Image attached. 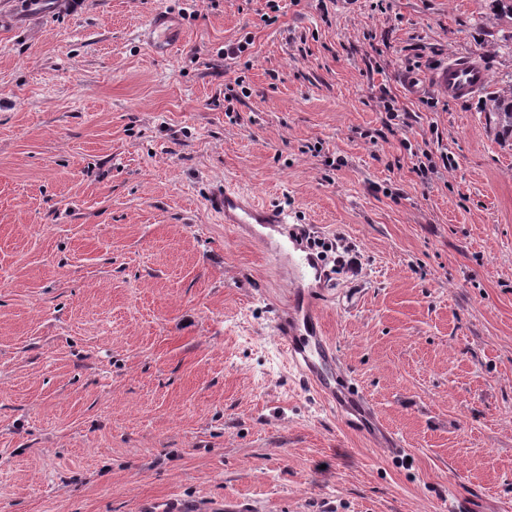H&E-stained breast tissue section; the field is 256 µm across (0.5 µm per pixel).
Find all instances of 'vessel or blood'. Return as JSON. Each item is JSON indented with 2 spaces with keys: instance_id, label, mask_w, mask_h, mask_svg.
Listing matches in <instances>:
<instances>
[{
  "instance_id": "obj_1",
  "label": "vessel or blood",
  "mask_w": 512,
  "mask_h": 512,
  "mask_svg": "<svg viewBox=\"0 0 512 512\" xmlns=\"http://www.w3.org/2000/svg\"><path fill=\"white\" fill-rule=\"evenodd\" d=\"M489 74L480 54L449 56L446 63L428 76L427 80L410 78L406 86L419 93L422 85H431L439 94L451 101L479 96L487 87ZM214 206L224 214L228 224H257L272 231L287 223L288 214L279 205L264 203L233 188L225 187L215 199ZM320 268L313 256L301 257L296 264L294 310L287 319L276 321L275 334L283 345L289 364L296 370L300 381L309 385L335 409L338 416L353 426H360L357 410L367 409L365 398L354 394L339 381L341 372L336 350L325 335L317 305L302 286L304 280L316 279Z\"/></svg>"
}]
</instances>
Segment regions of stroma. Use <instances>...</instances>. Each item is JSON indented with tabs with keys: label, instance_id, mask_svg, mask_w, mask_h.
<instances>
[{
	"label": "stroma",
	"instance_id": "obj_1",
	"mask_svg": "<svg viewBox=\"0 0 512 512\" xmlns=\"http://www.w3.org/2000/svg\"><path fill=\"white\" fill-rule=\"evenodd\" d=\"M276 3L0 0V512L512 508V12ZM472 53L482 95L406 92ZM227 185L351 246L309 293L402 455L300 385L288 263Z\"/></svg>",
	"mask_w": 512,
	"mask_h": 512
}]
</instances>
